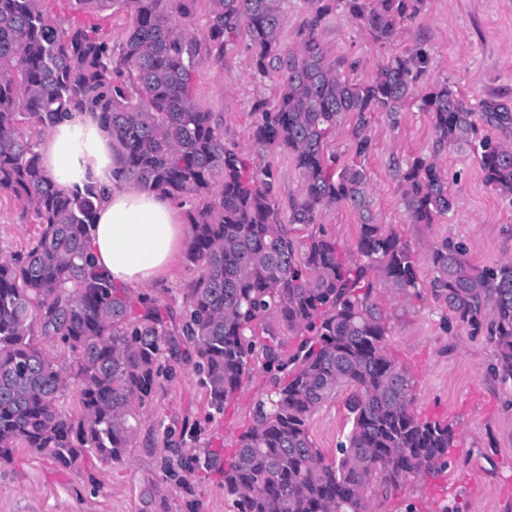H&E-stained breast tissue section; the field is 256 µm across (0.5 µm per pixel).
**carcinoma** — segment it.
<instances>
[{
  "label": "carcinoma",
  "mask_w": 512,
  "mask_h": 512,
  "mask_svg": "<svg viewBox=\"0 0 512 512\" xmlns=\"http://www.w3.org/2000/svg\"><path fill=\"white\" fill-rule=\"evenodd\" d=\"M78 2L125 13L121 42L96 24L52 16L41 0H0V189L38 225L27 251L0 259V463L20 448L65 470L87 457L121 461L160 385L161 358L174 347L164 308L93 266L97 188L58 186L35 151L64 116L96 112L112 137L116 183L190 203L186 259L200 273L187 289L181 335L196 347L211 408L224 412L255 367L273 373L231 454L204 457L203 467L222 472L234 512H373L378 496L435 474L458 436L415 414V380L386 347L390 315L375 290L419 295L427 252L444 319L489 336L495 371L512 380V257L479 267L460 242L420 249L379 221L364 166L367 115L394 114L415 96L414 70L426 55L395 57L354 81L317 39L342 6L390 42L424 0H308L295 50L280 41L281 0H209L203 35L191 30L198 0ZM242 28L256 72L281 79L276 105H256L254 144L291 156L304 179L302 194L288 198L286 222L272 168L227 146L224 118L191 93L198 68L222 61ZM421 102L434 121V150L399 169L408 223L432 224L455 209L437 161L446 147L472 153L485 183L512 205V106L483 99L474 108L447 84ZM347 120L350 159L340 165L325 142ZM339 204L360 217L353 252L321 227ZM296 224L318 226L304 250L291 235ZM278 324L300 338L290 351ZM38 336L62 345L67 362L48 356ZM72 383L75 404L66 409ZM343 389L350 428L327 460L308 425Z\"/></svg>",
  "instance_id": "cac0c4a2"
}]
</instances>
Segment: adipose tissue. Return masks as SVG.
Segmentation results:
<instances>
[{"label": "adipose tissue", "instance_id": "adipose-tissue-1", "mask_svg": "<svg viewBox=\"0 0 512 512\" xmlns=\"http://www.w3.org/2000/svg\"><path fill=\"white\" fill-rule=\"evenodd\" d=\"M37 151L59 186L91 183L104 189L89 240L95 267L125 288L159 283L186 245L190 227L168 197L113 182L112 138L97 117L83 112L62 119L40 139Z\"/></svg>", "mask_w": 512, "mask_h": 512}]
</instances>
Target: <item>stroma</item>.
<instances>
[{"mask_svg":"<svg viewBox=\"0 0 512 512\" xmlns=\"http://www.w3.org/2000/svg\"><path fill=\"white\" fill-rule=\"evenodd\" d=\"M43 7L71 23L98 24L116 42L126 29L124 14L92 12L79 0H44ZM318 39L329 58L351 68L357 79L368 78L393 57L422 51L428 60L415 83L418 96L445 82L475 103L486 98L512 103V0H425L420 14L387 43L339 9L326 18ZM280 89L278 77L255 74L243 31L223 62L201 66L193 81L197 101L223 115L225 143L252 159L258 156L251 142L254 107L261 101L274 106ZM367 131L372 151L365 166L382 223L416 245L444 237L463 241L481 267L512 256V207L485 184L478 162L466 152L448 149L441 155L457 196L455 210L432 224L407 223L398 168L431 153L434 143L431 117L417 99L392 116L369 114ZM34 233L19 203L1 193L0 256L26 248ZM198 274V267L180 256L167 278L150 290L167 305L169 327L177 333L185 292ZM377 297L393 314L386 346L415 377L417 413L448 421L459 435L447 466L377 499L378 512H512V381L495 377L493 344L445 324L429 290L408 301L384 289ZM176 342L166 356L173 376L162 380L122 461L88 459L75 474L18 450L12 463L0 466V512H232L218 472L197 471L182 484L164 472V442L172 440L187 458L207 450L229 453L251 424L257 400L269 391V376L255 369L238 399L216 413L191 344L179 334ZM346 397L339 392L310 422L312 440L329 457L349 428Z\"/></svg>","mask_w":512,"mask_h":512,"instance_id":"stroma-1","label":"stroma"}]
</instances>
